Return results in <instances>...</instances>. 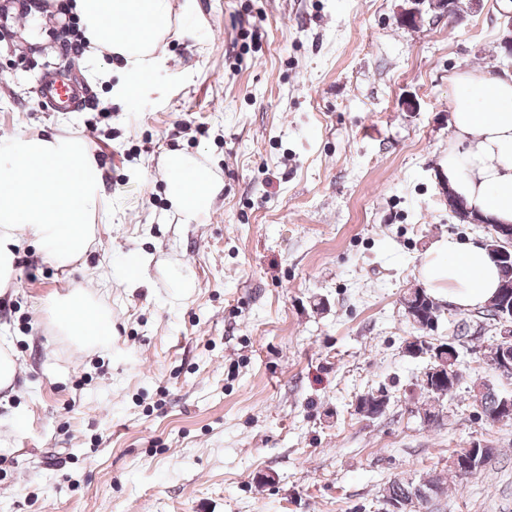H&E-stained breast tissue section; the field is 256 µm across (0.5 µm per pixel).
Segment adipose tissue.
<instances>
[{
    "label": "adipose tissue",
    "mask_w": 512,
    "mask_h": 512,
    "mask_svg": "<svg viewBox=\"0 0 512 512\" xmlns=\"http://www.w3.org/2000/svg\"><path fill=\"white\" fill-rule=\"evenodd\" d=\"M74 6L91 47L120 55L127 66L143 71L164 54L170 0H75ZM449 81L455 89L454 142L440 179L473 214L512 224V73L466 69ZM168 176L173 206L182 223H190L209 200L210 178L183 157L170 159ZM422 278L465 309L488 303L501 283L485 245L459 240L440 247L423 265ZM50 310L60 333L78 347L112 339L111 315L84 288L56 298Z\"/></svg>",
    "instance_id": "ef3b65f1"
}]
</instances>
